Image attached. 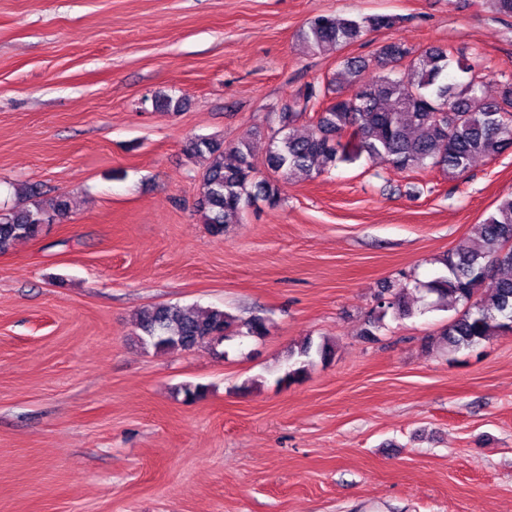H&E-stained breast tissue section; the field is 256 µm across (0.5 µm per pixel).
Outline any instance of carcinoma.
<instances>
[{"label":"carcinoma","instance_id":"cac0c4a2","mask_svg":"<svg viewBox=\"0 0 512 512\" xmlns=\"http://www.w3.org/2000/svg\"><path fill=\"white\" fill-rule=\"evenodd\" d=\"M400 18L369 15L358 19L331 14L312 17L300 33L304 48L314 53L338 52L372 33L394 27ZM377 75L361 79L366 61L338 58L324 86L298 89L278 112L266 163L274 172L310 178L346 161L384 155L401 172L428 166L456 178L478 157L493 158L512 148V82L497 97L483 94L464 55L450 48L379 47L372 57ZM356 87L350 97L346 87ZM308 119L312 131L294 132ZM186 152L201 163L199 211L213 236L224 235L227 224L239 223L244 211L258 202L278 203V188L258 178L250 146L241 141L226 149L224 141L197 137ZM70 208L60 194L48 211L37 203L0 208V254L20 239L38 238L43 226ZM448 277L434 280L426 291L438 302L449 299L463 306L448 322L441 338L448 351L471 350L497 334L512 331V194L502 198L481 224L477 240L443 258ZM413 313L404 290L380 293L369 323L380 326L387 315ZM141 340L159 350L190 351L218 344L216 336H262L267 328L260 316L242 320L219 308L190 310L177 304L148 307L137 316ZM299 366L278 379L300 381L315 359L329 361L332 346L306 338L297 351Z\"/></svg>","mask_w":512,"mask_h":512}]
</instances>
